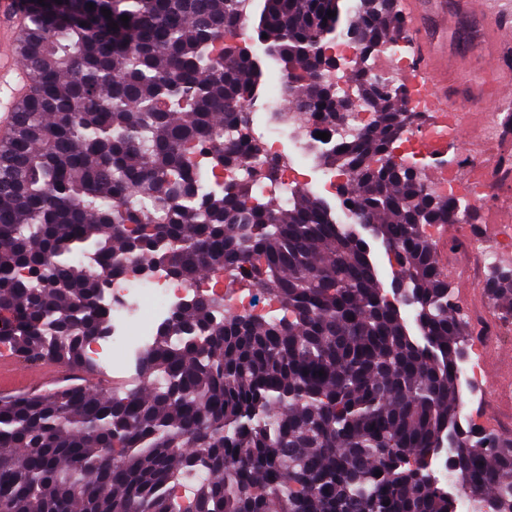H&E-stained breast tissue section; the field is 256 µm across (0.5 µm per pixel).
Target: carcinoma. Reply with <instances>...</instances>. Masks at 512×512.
Wrapping results in <instances>:
<instances>
[{"mask_svg": "<svg viewBox=\"0 0 512 512\" xmlns=\"http://www.w3.org/2000/svg\"><path fill=\"white\" fill-rule=\"evenodd\" d=\"M27 2L32 91L0 142V348L95 372L86 345L109 331L106 281L150 267L190 283L222 268L282 314L203 294L158 326L135 385L1 395L0 512H457L461 497L512 512V437L464 419L457 371L476 329L429 232L473 213L393 160L419 115L399 88L364 80L406 38L394 0H262L256 22V0ZM237 30L264 57L224 40ZM337 40L356 42L370 119L313 151L347 177L342 202L391 256L389 293L324 199L256 193L280 164L216 174L252 153L275 68L290 102L277 119L345 128L325 79L338 63L321 55ZM483 289L512 319V264ZM442 454L453 494L430 470Z\"/></svg>", "mask_w": 512, "mask_h": 512, "instance_id": "carcinoma-1", "label": "carcinoma"}]
</instances>
